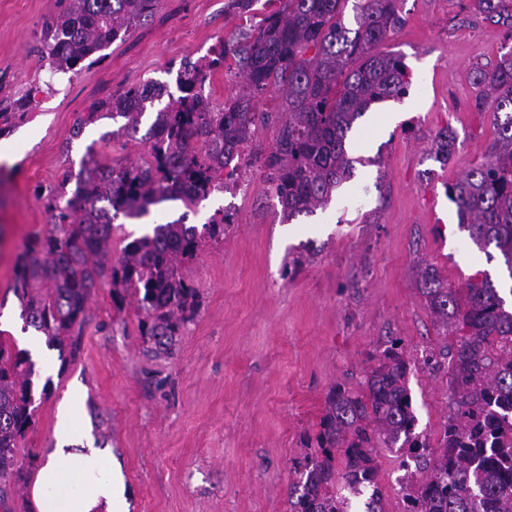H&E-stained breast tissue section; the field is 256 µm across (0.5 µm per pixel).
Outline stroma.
Instances as JSON below:
<instances>
[{
  "mask_svg": "<svg viewBox=\"0 0 512 512\" xmlns=\"http://www.w3.org/2000/svg\"><path fill=\"white\" fill-rule=\"evenodd\" d=\"M469 0H405V25L384 48L411 72L406 95L375 104L350 135L353 178L314 214L282 222L259 166L247 194L216 192L192 207L158 206L166 220L202 226L231 208L224 243L182 273L200 306L173 356L146 351L134 300L112 304L99 288L86 304L81 347L68 366L57 350L31 352L35 425L20 454L46 459L60 408L78 398L83 443L121 466L130 512H287L300 440L334 384L358 391L393 338L413 367L408 378L418 431L436 438L448 419V373L423 359L447 340L420 291L430 267L453 289L503 279L501 258L470 246L448 182L477 167L494 140L491 112L470 102L471 67L502 54L506 29L472 15ZM57 0H0V95L37 88L27 121L0 138V311L18 310L11 290L23 239L47 229V189L77 177L88 147L116 162L143 157L148 143L103 119L71 131L93 103L128 85L176 92L177 69L206 56L240 23L229 0H160L154 14L113 42L102 62L50 78L40 54L44 18ZM457 149L448 165L431 150L443 128ZM158 213V214H159ZM305 257L285 272L294 253Z\"/></svg>",
  "mask_w": 512,
  "mask_h": 512,
  "instance_id": "stroma-1",
  "label": "stroma"
}]
</instances>
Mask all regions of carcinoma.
<instances>
[{
	"label": "carcinoma",
	"instance_id": "obj_1",
	"mask_svg": "<svg viewBox=\"0 0 512 512\" xmlns=\"http://www.w3.org/2000/svg\"><path fill=\"white\" fill-rule=\"evenodd\" d=\"M353 2L356 28L344 9ZM63 8L45 19L42 53L50 77L88 70L101 51L152 15L160 0H60ZM259 0H230L247 23L211 56L185 60L178 70L180 95L154 112L147 157L114 164L94 149L75 183L49 189L52 224L23 244L12 286L25 327L47 337L62 363L75 358L86 302L103 283L112 302L135 296L140 333L154 355L173 353L183 327L193 320L200 293L181 266L203 248L224 240V211L198 230L185 217L157 224L128 242L116 263L109 261L114 221L140 218L166 200L186 206L207 199L223 165L239 170L238 149H247L258 126L276 128L273 147L255 159L264 169L267 194L283 218L310 215L330 204L351 180L359 159L349 156L347 135L375 103L399 99L411 73L402 57L378 50L405 24L404 0H283L256 18ZM466 9L507 27L512 42V0H470ZM223 69L243 79L242 88L210 109L197 89L201 68ZM479 89L472 106L482 112L494 101L497 136L486 159L446 186L456 205L459 228L481 251L495 249L512 278V47L496 64H475ZM281 95L277 112L257 104ZM152 84L127 87L102 100L80 119L72 135L102 118L125 119L139 132L147 107L163 98ZM35 95L0 97V137L24 123ZM457 134L446 127L435 140L434 158L447 165ZM421 293L445 333L459 340L426 356L441 369L448 362V420L436 442L416 432L407 377L410 362L401 341H390L367 373L364 387L332 386L316 430L303 438L294 462L296 481L288 512H353L365 495L364 512H388L379 485L377 449H396L408 469L402 487L403 512H512V308L488 276L472 281L465 296L445 284L434 269L421 275ZM34 364L28 352L0 336V498L10 482L37 462L18 459V441L34 418Z\"/></svg>",
	"mask_w": 512,
	"mask_h": 512
}]
</instances>
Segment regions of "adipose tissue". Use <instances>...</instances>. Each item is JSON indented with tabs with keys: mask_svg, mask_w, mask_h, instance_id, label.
Wrapping results in <instances>:
<instances>
[{
	"mask_svg": "<svg viewBox=\"0 0 512 512\" xmlns=\"http://www.w3.org/2000/svg\"><path fill=\"white\" fill-rule=\"evenodd\" d=\"M56 437L31 485V512H128L123 480L111 461L98 449L77 447L70 407L59 413Z\"/></svg>",
	"mask_w": 512,
	"mask_h": 512,
	"instance_id": "ef3b65f1",
	"label": "adipose tissue"
}]
</instances>
